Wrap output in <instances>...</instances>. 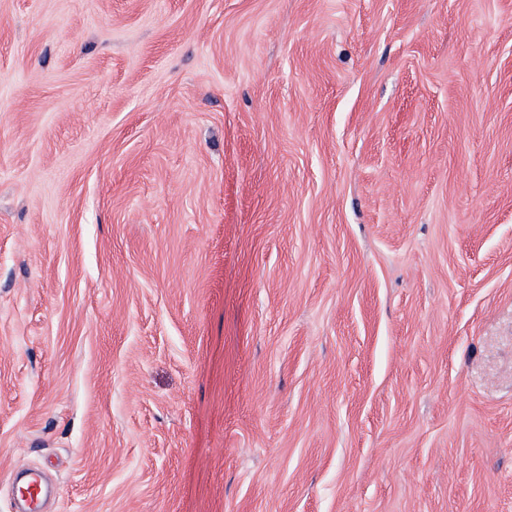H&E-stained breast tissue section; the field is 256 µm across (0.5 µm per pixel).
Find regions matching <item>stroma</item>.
Listing matches in <instances>:
<instances>
[{"mask_svg":"<svg viewBox=\"0 0 512 512\" xmlns=\"http://www.w3.org/2000/svg\"><path fill=\"white\" fill-rule=\"evenodd\" d=\"M512 512V0H0V512Z\"/></svg>","mask_w":512,"mask_h":512,"instance_id":"35a3bbf8","label":"stroma"}]
</instances>
